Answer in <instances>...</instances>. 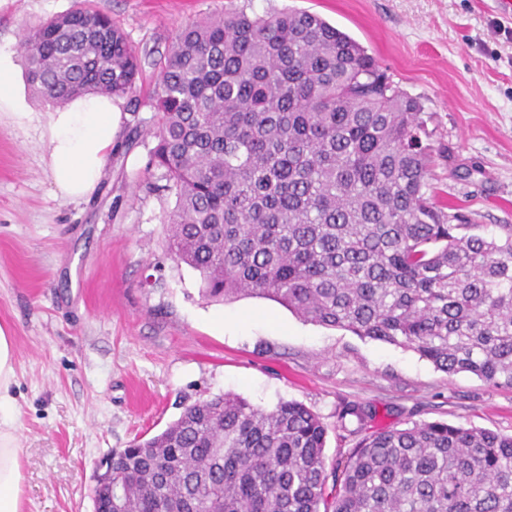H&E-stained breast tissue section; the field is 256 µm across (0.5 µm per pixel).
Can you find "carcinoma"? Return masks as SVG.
Instances as JSON below:
<instances>
[{
    "label": "carcinoma",
    "instance_id": "carcinoma-1",
    "mask_svg": "<svg viewBox=\"0 0 512 512\" xmlns=\"http://www.w3.org/2000/svg\"><path fill=\"white\" fill-rule=\"evenodd\" d=\"M23 48L50 105L137 91L128 34L86 2L29 26ZM154 108L169 249L204 297L269 299L512 388V225L445 211L430 116L356 40L308 11L226 9L172 34ZM326 434L300 402L198 400L110 454L94 512L111 490L127 512H512V436L424 422L329 467Z\"/></svg>",
    "mask_w": 512,
    "mask_h": 512
}]
</instances>
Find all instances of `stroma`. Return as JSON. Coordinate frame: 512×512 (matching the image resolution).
Returning a JSON list of instances; mask_svg holds the SVG:
<instances>
[{
  "instance_id": "stroma-1",
  "label": "stroma",
  "mask_w": 512,
  "mask_h": 512,
  "mask_svg": "<svg viewBox=\"0 0 512 512\" xmlns=\"http://www.w3.org/2000/svg\"><path fill=\"white\" fill-rule=\"evenodd\" d=\"M141 57L119 145L89 200L56 197L38 124L0 116V325L16 346L22 512H94L112 451L154 435L186 405L234 393L270 409L294 400L327 427L325 455L367 432L445 421L512 435V389L447 374L416 352L302 321L276 302L205 299L177 262L175 206L150 164L157 63L176 29L227 9L319 15L361 43L431 113L432 184L449 212L512 224V19L492 0H92ZM74 0H0V51Z\"/></svg>"
}]
</instances>
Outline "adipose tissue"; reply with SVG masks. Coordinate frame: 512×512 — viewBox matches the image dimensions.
Returning a JSON list of instances; mask_svg holds the SVG:
<instances>
[{"mask_svg": "<svg viewBox=\"0 0 512 512\" xmlns=\"http://www.w3.org/2000/svg\"><path fill=\"white\" fill-rule=\"evenodd\" d=\"M19 65L0 52V112L24 126L35 112L16 89ZM123 112L118 99L88 94L50 107L44 125V162L54 192L67 201L89 199L99 185L117 141ZM15 347L9 328L0 326V512H21V445L10 386Z\"/></svg>", "mask_w": 512, "mask_h": 512, "instance_id": "1", "label": "adipose tissue"}]
</instances>
